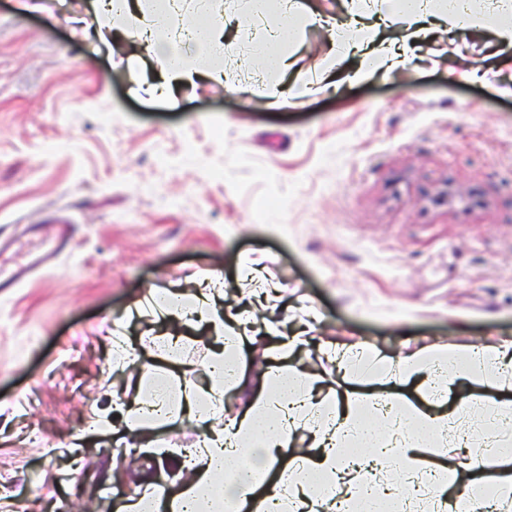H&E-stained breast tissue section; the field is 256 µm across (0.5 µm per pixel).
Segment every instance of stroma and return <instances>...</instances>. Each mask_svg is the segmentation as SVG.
I'll use <instances>...</instances> for the list:
<instances>
[{
  "mask_svg": "<svg viewBox=\"0 0 512 512\" xmlns=\"http://www.w3.org/2000/svg\"><path fill=\"white\" fill-rule=\"evenodd\" d=\"M0 0V512H115L145 484H180L166 448H190L176 420L114 445L137 366L112 369L114 341L154 349L159 293L221 281L250 314L277 310L303 331L301 360L357 389L327 361L329 343L388 359L439 344L449 353L512 338V97L460 78L500 68L494 19L441 23L398 70L352 81L349 0H299L330 27L301 23L287 75L257 79L252 43L276 26L248 0H223L244 23L222 57L184 58L251 86V104L206 78L158 95L162 66L137 33L151 0L122 23L74 36L96 0ZM309 85L265 106L271 85ZM71 222L45 257L29 217ZM278 288L257 299L240 276ZM169 363L199 380L213 331L192 328ZM463 382L452 404L512 396V366Z\"/></svg>",
  "mask_w": 512,
  "mask_h": 512,
  "instance_id": "obj_1",
  "label": "stroma"
}]
</instances>
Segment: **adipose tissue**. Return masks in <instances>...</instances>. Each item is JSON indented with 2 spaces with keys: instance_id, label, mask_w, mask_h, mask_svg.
I'll return each mask as SVG.
<instances>
[{
  "instance_id": "ef3b65f1",
  "label": "adipose tissue",
  "mask_w": 512,
  "mask_h": 512,
  "mask_svg": "<svg viewBox=\"0 0 512 512\" xmlns=\"http://www.w3.org/2000/svg\"><path fill=\"white\" fill-rule=\"evenodd\" d=\"M263 10L280 13L284 21L268 37L252 45L250 57L259 72L279 74L288 66V46L295 37L293 18L297 0H252ZM407 16L423 20L442 11L460 21L470 19L477 9H507L512 0H387ZM218 0H201L196 21L175 24L182 8L177 0H156L153 21L143 33L147 51L160 54L170 79L192 81L195 68L184 62L178 48L182 43L198 45L206 52L223 54V26L226 16L217 8ZM421 37L420 30L407 32L400 45L377 54L364 49L365 39L355 35L348 48L360 51L362 63L354 73L361 79L399 68L407 48ZM222 289H211L193 301L182 293L165 291L159 304L166 315L179 324L201 322L220 337L207 364L205 384L175 386L172 376L158 371L146 399L123 406L127 433L138 435L179 418L191 419L201 440L193 451L173 459L184 473L176 494L162 491L138 493L123 504V512H225L233 503L236 512H247L254 499H261L268 512H330V491L350 486L358 468L369 466L383 477L381 497L363 498V512L391 508L400 512L401 489L421 474L441 477L437 490L446 498L458 481L456 464L445 454L427 451L424 438L447 440L449 428L465 425L469 439H480L482 447H494L491 420H512V399H503L473 410L467 405L448 407L447 401L458 380L484 375L491 362L512 357V339H503L492 351L470 355L463 370H448V360L430 350L415 351L393 361L379 354L353 355L338 347L328 348L327 357L344 368L388 364L379 384L360 391L344 390L340 395L324 392L319 372L313 369L287 370L300 343L298 337L284 336L267 357L268 365L257 378L245 375L240 357L244 338L213 301ZM415 387L421 397L413 402L406 394ZM248 397L235 414L224 412L228 390ZM309 425L306 452L289 455L292 433L298 422ZM351 441L369 444L371 453L362 459L349 458L345 445Z\"/></svg>"
}]
</instances>
